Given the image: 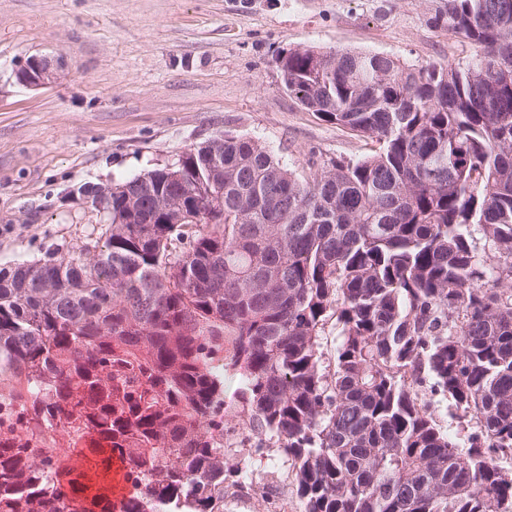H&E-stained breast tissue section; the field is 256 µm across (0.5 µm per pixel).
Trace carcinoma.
<instances>
[{"label": "carcinoma", "mask_w": 512, "mask_h": 512, "mask_svg": "<svg viewBox=\"0 0 512 512\" xmlns=\"http://www.w3.org/2000/svg\"><path fill=\"white\" fill-rule=\"evenodd\" d=\"M430 2L468 60L309 48L280 69L370 153L298 171L226 133L177 180L115 186L95 258L0 270V512H224L246 447L224 440V358L302 512H512V0ZM211 179L183 222L158 209ZM429 378L479 424L466 449ZM116 461L134 488L118 504L98 486ZM430 385L431 384L427 382V385L423 388V394H425V400L430 404L431 411L439 421V424H441V426L447 430L450 435L457 438L459 445L461 447H466L467 435L469 432L476 429V425L472 422L468 430H462L450 402L441 395L431 392Z\"/></svg>", "instance_id": "obj_1"}]
</instances>
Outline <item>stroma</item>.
Segmentation results:
<instances>
[{
    "mask_svg": "<svg viewBox=\"0 0 512 512\" xmlns=\"http://www.w3.org/2000/svg\"><path fill=\"white\" fill-rule=\"evenodd\" d=\"M427 18V0H0V269L100 236L82 186L176 164L225 132L290 169L362 157L365 140L288 95L276 60L304 46L465 61ZM34 55L56 76L27 87L15 73ZM246 476L224 512H302L279 448L253 453Z\"/></svg>",
    "mask_w": 512,
    "mask_h": 512,
    "instance_id": "35a3bbf8",
    "label": "stroma"
}]
</instances>
